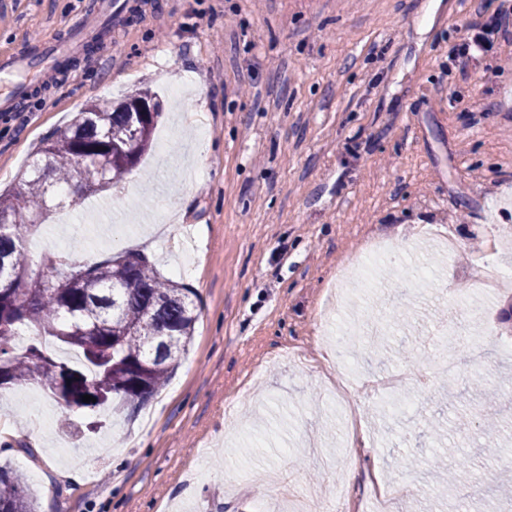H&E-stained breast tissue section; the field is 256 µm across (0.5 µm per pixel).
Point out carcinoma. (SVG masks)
I'll return each mask as SVG.
<instances>
[{"label":"carcinoma","mask_w":512,"mask_h":512,"mask_svg":"<svg viewBox=\"0 0 512 512\" xmlns=\"http://www.w3.org/2000/svg\"><path fill=\"white\" fill-rule=\"evenodd\" d=\"M92 101L71 123L45 138L39 157L11 191L0 193V392L36 383L74 412L115 400L123 410L146 404L186 353L198 315L194 291L163 278L149 258L125 252L95 266L76 250L44 257L57 272L50 289L32 284L26 234L45 220L59 191L81 177L78 159L92 157L121 180L151 145L160 112L139 119L130 103ZM95 401L85 403L82 396ZM0 512H36L24 478L0 465Z\"/></svg>","instance_id":"obj_1"}]
</instances>
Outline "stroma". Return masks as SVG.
Wrapping results in <instances>:
<instances>
[{
  "label": "stroma",
  "mask_w": 512,
  "mask_h": 512,
  "mask_svg": "<svg viewBox=\"0 0 512 512\" xmlns=\"http://www.w3.org/2000/svg\"><path fill=\"white\" fill-rule=\"evenodd\" d=\"M94 0H0V54L36 56L69 34ZM501 0H149L129 9L103 68L74 57L66 81H28L22 111H0V190L14 188L45 136L97 99L149 90L161 116L151 148L111 188L84 194L77 229L59 213L25 240L32 262L80 245L92 265L144 253L197 295L188 353L131 416L101 413L93 433L59 429L41 386L0 394V465L27 476L37 512H278V488L253 481L277 468L317 495L368 497L380 476L399 487L393 512H458L422 454L441 426L445 463L466 456L481 492L468 512H512V431L487 459L479 433L487 398L512 424V288L488 300L484 373H439L467 352L439 335L448 303L477 260L512 229V40L480 60L449 61L476 14ZM450 234L456 261L430 250ZM371 240L402 261L359 288L338 271ZM342 322L380 323L402 310L411 348L391 340L382 364L366 339L349 346L353 401L366 448L327 474L307 442L339 456L347 435L332 407L340 371L323 342L333 289ZM398 378L367 397L363 377ZM79 480H70V473Z\"/></svg>",
  "instance_id": "stroma-1"
}]
</instances>
